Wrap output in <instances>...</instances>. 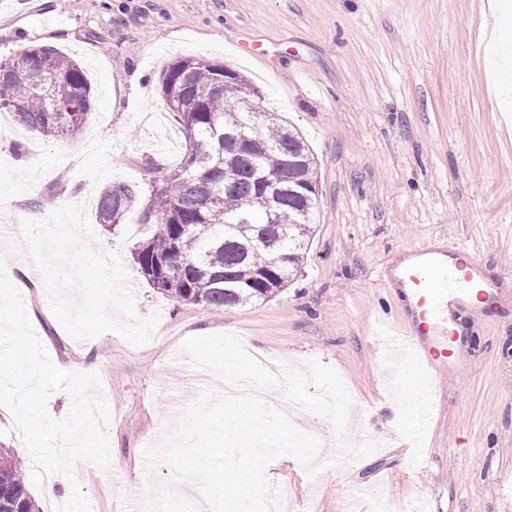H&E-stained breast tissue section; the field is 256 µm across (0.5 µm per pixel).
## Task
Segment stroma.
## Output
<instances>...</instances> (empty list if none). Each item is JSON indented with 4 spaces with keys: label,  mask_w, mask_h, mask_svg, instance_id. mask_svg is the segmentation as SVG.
<instances>
[{
    "label": "stroma",
    "mask_w": 512,
    "mask_h": 512,
    "mask_svg": "<svg viewBox=\"0 0 512 512\" xmlns=\"http://www.w3.org/2000/svg\"><path fill=\"white\" fill-rule=\"evenodd\" d=\"M492 0H0V60L22 45L71 55L94 90L79 134L49 140L17 121L0 129V228H20L51 197L86 203L114 183L141 190L125 224H96L99 247L119 251L139 317L159 314L154 339L135 347L115 333L73 340L48 311L43 280L22 297L57 366L97 372L112 412L111 467L80 461L74 474L94 512H136L132 496L169 480L146 472L143 451L160 442L204 388L183 341L233 333L248 353L308 372L334 368L352 398L344 434L301 411L295 427L317 436L312 466L274 460L269 482L287 512H512V284L508 303L464 307L456 322L472 363L447 380L402 378L424 414L414 428L388 388L375 334L402 320L399 289L383 263L434 240L477 254L490 270L512 266V20ZM197 56L239 73L306 141L319 197L315 231L292 281L269 301L221 312L150 287L133 260L154 226L142 215L159 160L173 170L185 142L158 146L165 62Z\"/></svg>",
    "instance_id": "1"
}]
</instances>
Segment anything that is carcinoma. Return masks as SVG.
Instances as JSON below:
<instances>
[{"instance_id": "obj_1", "label": "carcinoma", "mask_w": 512, "mask_h": 512, "mask_svg": "<svg viewBox=\"0 0 512 512\" xmlns=\"http://www.w3.org/2000/svg\"><path fill=\"white\" fill-rule=\"evenodd\" d=\"M198 57L179 58L159 76L160 95L182 128L187 159L154 188L155 231L134 252L141 276L159 292L209 310L275 297L303 263L316 223L314 157L270 112L243 99L257 90L243 76ZM93 108L82 67L41 45L19 47L0 71V111L50 139L80 132ZM298 182L271 184L286 162ZM138 189L102 191L98 222L125 223ZM0 512H38L21 461L0 449Z\"/></svg>"}]
</instances>
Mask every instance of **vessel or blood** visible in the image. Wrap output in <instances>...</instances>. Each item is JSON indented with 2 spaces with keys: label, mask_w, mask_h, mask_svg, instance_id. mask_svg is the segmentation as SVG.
<instances>
[{
  "label": "vessel or blood",
  "mask_w": 512,
  "mask_h": 512,
  "mask_svg": "<svg viewBox=\"0 0 512 512\" xmlns=\"http://www.w3.org/2000/svg\"><path fill=\"white\" fill-rule=\"evenodd\" d=\"M382 276L403 289L406 307L403 336L383 341L386 356L396 359L412 350L417 362L435 376L465 364L466 355L448 343V324L471 292L499 297L501 280L488 274L484 261L455 245L429 243L393 257Z\"/></svg>",
  "instance_id": "1"
}]
</instances>
